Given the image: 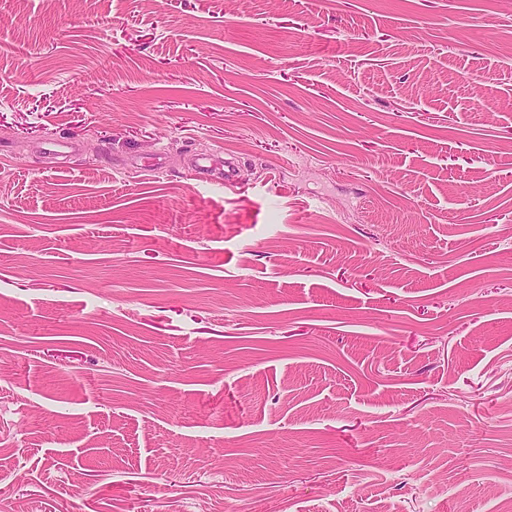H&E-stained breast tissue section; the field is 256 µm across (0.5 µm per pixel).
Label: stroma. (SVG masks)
Returning a JSON list of instances; mask_svg holds the SVG:
<instances>
[{
  "label": "stroma",
  "mask_w": 512,
  "mask_h": 512,
  "mask_svg": "<svg viewBox=\"0 0 512 512\" xmlns=\"http://www.w3.org/2000/svg\"><path fill=\"white\" fill-rule=\"evenodd\" d=\"M0 465V512H496L512 0H0Z\"/></svg>",
  "instance_id": "stroma-1"
}]
</instances>
